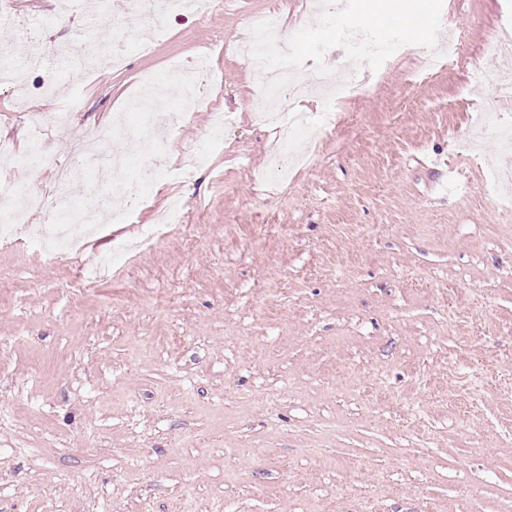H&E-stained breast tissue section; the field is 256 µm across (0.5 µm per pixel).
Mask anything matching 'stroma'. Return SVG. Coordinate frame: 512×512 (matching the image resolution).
<instances>
[{"label": "stroma", "mask_w": 512, "mask_h": 512, "mask_svg": "<svg viewBox=\"0 0 512 512\" xmlns=\"http://www.w3.org/2000/svg\"><path fill=\"white\" fill-rule=\"evenodd\" d=\"M55 2L0 0L25 18L5 51L56 47L28 71L27 99L0 87V139L20 154L23 113L62 49L126 22L116 7L43 27ZM262 11L291 33L316 17L311 0H222L206 19L171 16L124 69L41 99L72 108L46 147L45 192L74 164L72 140L121 112L143 123L141 76L174 62L208 53L212 98L234 120L219 140L200 109L163 146L112 141L128 179L154 154L165 166L124 224L90 220L108 182L72 185L88 219L58 261L24 238L0 245V512H512V204L484 190L512 153L458 144L478 112L512 125L491 79L512 0H443L463 60L432 73L420 45L375 71L328 50L365 89L297 142L310 165L285 182L268 173L274 131L247 109L258 66L224 53ZM191 147L205 163L173 182ZM176 195L195 205L187 223L132 251Z\"/></svg>", "instance_id": "stroma-1"}]
</instances>
